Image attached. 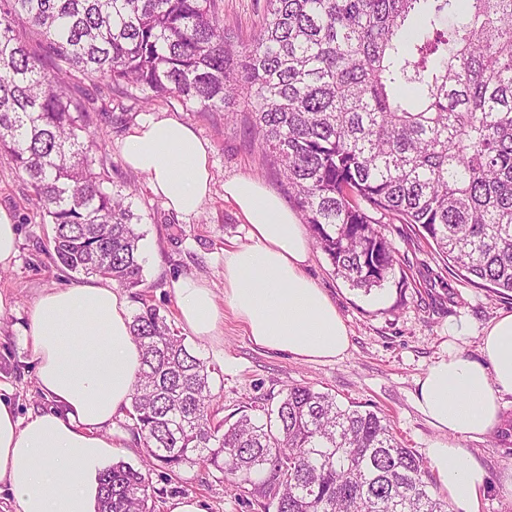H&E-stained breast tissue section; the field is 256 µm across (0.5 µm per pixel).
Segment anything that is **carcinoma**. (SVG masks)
<instances>
[{
    "label": "carcinoma",
    "mask_w": 512,
    "mask_h": 512,
    "mask_svg": "<svg viewBox=\"0 0 512 512\" xmlns=\"http://www.w3.org/2000/svg\"><path fill=\"white\" fill-rule=\"evenodd\" d=\"M234 46L222 0H0V154L34 189L68 270L143 285L141 217L92 153L78 72L243 106L336 275L381 285L396 249L373 214L512 292V0H265ZM131 430L146 465L204 464L273 512H449L422 458L377 412L293 385L258 424L215 420L210 369L145 295ZM98 512H155L148 474L101 475Z\"/></svg>",
    "instance_id": "obj_1"
}]
</instances>
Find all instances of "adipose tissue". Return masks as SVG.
<instances>
[{"label":"adipose tissue","instance_id":"1","mask_svg":"<svg viewBox=\"0 0 512 512\" xmlns=\"http://www.w3.org/2000/svg\"><path fill=\"white\" fill-rule=\"evenodd\" d=\"M210 147L173 117L139 124L122 155L164 206L182 219L196 216L211 191ZM224 196L248 226V244L224 253V300L252 343L305 362L342 358L347 324L334 302L305 273L310 243L303 225L260 181L235 177ZM182 322L198 337L215 335L223 319L212 289L188 277L175 285ZM130 303L108 280L42 293L29 312L36 384L51 407L19 418L0 399V491L15 512H96L99 478L119 439L114 418L130 408L142 351L130 329ZM467 323L452 326L457 340ZM454 345L418 381L417 406L442 437L427 450L449 497L478 512L485 471L463 443L497 422L500 395H512V313L480 338V359Z\"/></svg>","mask_w":512,"mask_h":512}]
</instances>
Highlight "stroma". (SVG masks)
<instances>
[{"label":"stroma","instance_id":"35a3bbf8","mask_svg":"<svg viewBox=\"0 0 512 512\" xmlns=\"http://www.w3.org/2000/svg\"><path fill=\"white\" fill-rule=\"evenodd\" d=\"M223 2L224 22L235 40H248L259 31L264 0ZM71 91L79 99L95 98L101 106L89 113L88 130L106 150L113 186L130 195L133 211L142 218L143 288L172 327L182 330L174 283L203 279L216 302H223L224 251L248 241L247 225L224 197L225 181L258 179L290 207L294 200L288 185L279 167L247 135L246 113L195 112L173 96L147 103L141 91L128 93L80 75L72 80ZM154 116L182 121L210 146L211 193L199 214L187 221L170 212L145 176L130 169L122 156L126 136ZM0 208L12 216L19 233L15 260L0 268V295L7 301L0 310V395L25 418L50 407L36 385V362L25 334L30 308L42 292L74 286L84 278L54 262L53 227L37 212L29 182L2 156ZM384 232L399 261L382 286L368 292L336 276L319 248L310 252L307 274L333 300L350 331V347L342 359L312 363L260 349L230 313L219 335H187V346L212 370V406L219 418H231L246 406L253 416H261L262 406L276 403L289 386L305 385L377 411L390 421L398 441L426 457L438 432L417 409L418 379L431 362L447 355L448 327L461 320L470 329L461 349L479 359V335L500 314L512 312V293L497 294L481 281L449 272L441 256L408 225L390 221ZM511 420L512 395H505L496 428L467 443L486 472L479 512H512V496L503 491L512 477V436L501 433ZM150 482L159 496L156 512H170L173 502L185 498L197 501L203 512H264L259 493L237 490L199 464L183 466L173 477L155 470Z\"/></svg>","mask_w":512,"mask_h":512}]
</instances>
